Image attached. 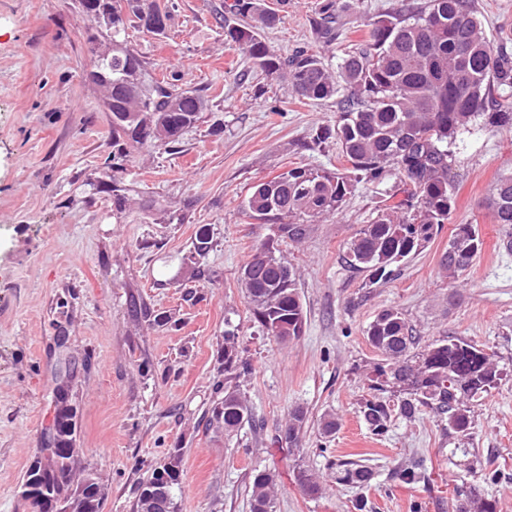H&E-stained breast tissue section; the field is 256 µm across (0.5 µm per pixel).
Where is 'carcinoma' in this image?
<instances>
[{
  "instance_id": "carcinoma-1",
  "label": "carcinoma",
  "mask_w": 512,
  "mask_h": 512,
  "mask_svg": "<svg viewBox=\"0 0 512 512\" xmlns=\"http://www.w3.org/2000/svg\"><path fill=\"white\" fill-rule=\"evenodd\" d=\"M101 17L86 41L108 56L92 55L89 78L105 91L104 105L112 113V169L110 191L115 210L123 211L120 186L123 162L132 149L170 147L183 131L200 119L205 100L182 88L179 76H152L153 64L128 46L127 30L145 29L166 34L169 10L158 0H73ZM280 20L264 0H224V41L244 53L267 74H285L298 95L311 101L338 99L336 124L316 133L319 144L330 139L349 167L343 171L296 167L250 188L244 211L276 226L279 239L302 240L305 221L331 215L342 207L357 185L379 183L391 174L401 188L386 196L384 208L363 225L348 244L350 266L381 280L409 256L422 252L435 228L455 209L454 187L448 178L450 151L457 133L481 117L490 126L512 131V96L492 97V88H512V56L493 50L472 0H402L391 12L365 17L367 38L330 72L321 58L307 51L282 56L262 40L259 31ZM336 9L323 5L315 21L317 34L336 39ZM403 197H398V193ZM493 222L503 225L500 246L512 252V174L503 175L490 199ZM484 239L476 224H459L448 239L442 267L453 283L481 253ZM279 249L263 243L244 269L251 272L243 292L262 332L278 341L302 335L306 322L296 273ZM366 339L381 357L370 378L375 394L360 404V413L375 432L390 419L391 400L380 396L392 386L403 398L399 413L411 419L426 406L448 415V429L460 440L471 439L470 404L497 387L502 369L485 349L461 337L436 340L423 347L412 335L402 312L379 313L366 330ZM251 373L239 356L235 334L224 332V379L215 383L206 430L229 437L253 422L238 381ZM74 370L55 389V418L73 416L69 393ZM306 413L294 409L288 418V442L297 443ZM23 494L36 512H53L66 501L77 512H102L103 492L95 476L82 466L76 429L58 430L55 443L39 449ZM141 483L134 505L140 512L148 502L158 469ZM339 480L365 487L367 467L342 462ZM251 512H275L274 480L255 471L249 476ZM456 512H496L476 485L459 491Z\"/></svg>"
}]
</instances>
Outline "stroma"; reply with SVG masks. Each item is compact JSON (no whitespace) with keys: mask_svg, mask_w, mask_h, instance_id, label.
Segmentation results:
<instances>
[{"mask_svg":"<svg viewBox=\"0 0 512 512\" xmlns=\"http://www.w3.org/2000/svg\"><path fill=\"white\" fill-rule=\"evenodd\" d=\"M165 37L130 30L132 46L156 72H176L207 102L174 150L132 151L123 179L126 207L99 191L110 172L112 115L87 79L85 33L93 23L72 0H0V512H32L22 495L29 467L55 414V375L74 368L77 445L97 477L102 512H133L138 485L170 449L182 451L177 512H251L252 470L276 480V512H453V489L481 477L497 512H512V252L486 206L500 176L512 173V131L475 119L450 145L456 205L428 248L396 276L370 283L343 256L371 223L395 177L359 184L343 207L310 224L300 242L281 244L297 270L307 322L289 342L255 323L238 277L275 228L245 214L253 185L293 168L341 169L336 99L309 102L277 75L224 43V0H163ZM281 21L263 29L275 51L304 49L337 69L361 43L367 14L400 0H335L336 39H316L312 21L325 0H266ZM494 51L512 54V0H474ZM475 224L485 240L457 287L440 260L456 225ZM206 231V256L194 250ZM401 311L421 343L463 337L507 372L472 411V440L458 448L447 421L421 408L392 412L373 434L359 407L379 357L365 330L383 310ZM172 317L171 325L155 323ZM234 331L251 364L240 390L256 419L233 437L208 433L202 416L224 365V333ZM307 418L300 447L283 437L288 414ZM335 430L321 434L323 415ZM422 460V478L399 470ZM371 469L367 488L339 481L336 461ZM319 484H295L297 467Z\"/></svg>","mask_w":512,"mask_h":512,"instance_id":"obj_1","label":"stroma"}]
</instances>
